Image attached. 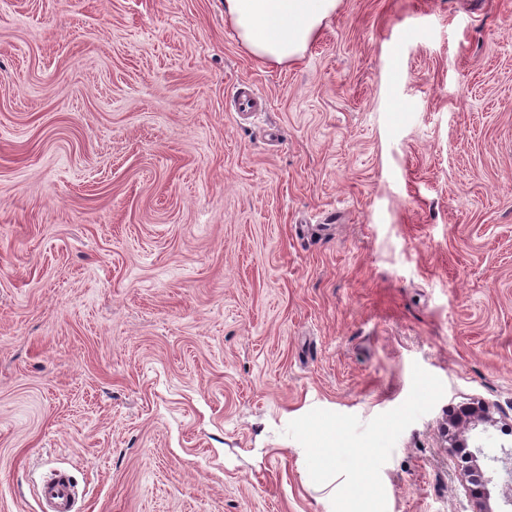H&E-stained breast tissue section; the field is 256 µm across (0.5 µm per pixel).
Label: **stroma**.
<instances>
[{
	"instance_id": "stroma-1",
	"label": "stroma",
	"mask_w": 512,
	"mask_h": 512,
	"mask_svg": "<svg viewBox=\"0 0 512 512\" xmlns=\"http://www.w3.org/2000/svg\"><path fill=\"white\" fill-rule=\"evenodd\" d=\"M476 401L512 512V0L285 65L224 0H0V512H471ZM497 420L490 409L483 403H471L460 406L448 413V443L449 447H467L466 439L461 438L467 430L483 425V432L488 431L489 426H495ZM39 493L49 512H77L75 492L65 473L55 472L45 479Z\"/></svg>"
}]
</instances>
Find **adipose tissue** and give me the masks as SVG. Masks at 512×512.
<instances>
[{
	"instance_id": "obj_1",
	"label": "adipose tissue",
	"mask_w": 512,
	"mask_h": 512,
	"mask_svg": "<svg viewBox=\"0 0 512 512\" xmlns=\"http://www.w3.org/2000/svg\"><path fill=\"white\" fill-rule=\"evenodd\" d=\"M339 0H224V16L256 58L285 63L303 57Z\"/></svg>"
}]
</instances>
